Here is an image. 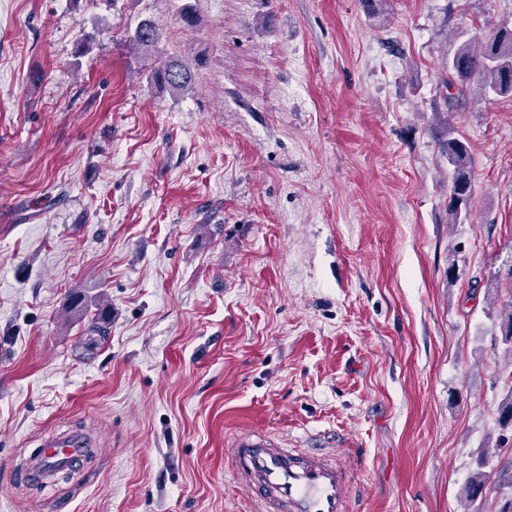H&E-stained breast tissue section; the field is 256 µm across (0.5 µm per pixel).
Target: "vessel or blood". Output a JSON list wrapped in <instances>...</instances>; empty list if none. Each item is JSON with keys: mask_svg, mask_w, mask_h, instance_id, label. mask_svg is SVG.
<instances>
[{"mask_svg": "<svg viewBox=\"0 0 512 512\" xmlns=\"http://www.w3.org/2000/svg\"><path fill=\"white\" fill-rule=\"evenodd\" d=\"M43 463L77 458L99 448L75 433L41 443ZM233 475L249 495L248 512H351L350 467L322 448H288L261 433L231 442Z\"/></svg>", "mask_w": 512, "mask_h": 512, "instance_id": "1", "label": "vessel or blood"}]
</instances>
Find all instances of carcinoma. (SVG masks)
I'll use <instances>...</instances> for the list:
<instances>
[{"mask_svg":"<svg viewBox=\"0 0 512 512\" xmlns=\"http://www.w3.org/2000/svg\"><path fill=\"white\" fill-rule=\"evenodd\" d=\"M162 33L157 24L145 18L134 31L129 33L128 42L142 55L151 60L150 77L163 89L180 92L192 86L195 74L183 60L168 56L160 48ZM459 45L452 57L448 58L446 88L455 92L445 97L447 112L460 109L465 92L471 81L479 83L484 95H512V28L502 27L493 36L481 41L464 33L458 34ZM453 127H448V141L445 152L448 165L452 167V181L448 186V222L458 224L462 216L469 215L472 198L471 153L468 145L453 136ZM110 310L100 306L91 318L88 331L101 339H106ZM489 475L475 473L463 490L466 502L474 504L482 497Z\"/></svg>","mask_w":512,"mask_h":512,"instance_id":"obj_1","label":"carcinoma"}]
</instances>
